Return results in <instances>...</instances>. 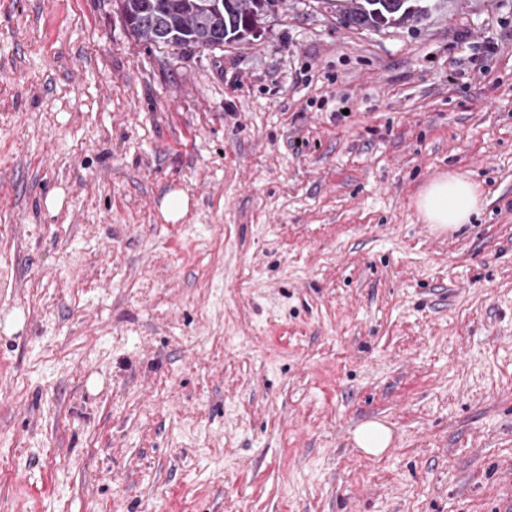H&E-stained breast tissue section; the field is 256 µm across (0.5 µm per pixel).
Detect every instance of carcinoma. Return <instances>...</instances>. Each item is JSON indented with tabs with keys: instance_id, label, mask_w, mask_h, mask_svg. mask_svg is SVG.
Segmentation results:
<instances>
[{
	"instance_id": "obj_1",
	"label": "carcinoma",
	"mask_w": 512,
	"mask_h": 512,
	"mask_svg": "<svg viewBox=\"0 0 512 512\" xmlns=\"http://www.w3.org/2000/svg\"><path fill=\"white\" fill-rule=\"evenodd\" d=\"M340 19L355 29L415 26L442 0H335ZM131 33L155 45L203 49L221 40L240 43L257 36L276 0H116Z\"/></svg>"
}]
</instances>
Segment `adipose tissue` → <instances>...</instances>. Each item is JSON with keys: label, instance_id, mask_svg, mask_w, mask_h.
<instances>
[{"label": "adipose tissue", "instance_id": "adipose-tissue-1", "mask_svg": "<svg viewBox=\"0 0 512 512\" xmlns=\"http://www.w3.org/2000/svg\"><path fill=\"white\" fill-rule=\"evenodd\" d=\"M482 205L476 185L461 175L432 180L417 201L418 210L428 223L451 230L469 223Z\"/></svg>", "mask_w": 512, "mask_h": 512}]
</instances>
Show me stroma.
<instances>
[{
    "label": "stroma",
    "instance_id": "35a3bbf8",
    "mask_svg": "<svg viewBox=\"0 0 512 512\" xmlns=\"http://www.w3.org/2000/svg\"><path fill=\"white\" fill-rule=\"evenodd\" d=\"M0 512H512V0L201 52L0 0ZM483 205L477 186L462 175L432 180L418 197L417 207L429 224L441 229H458ZM354 442L358 448L371 454H378L391 445L392 435L384 424L369 421L355 430Z\"/></svg>",
    "mask_w": 512,
    "mask_h": 512
}]
</instances>
